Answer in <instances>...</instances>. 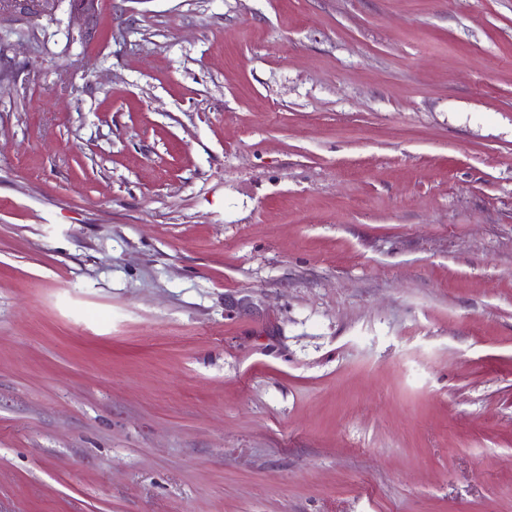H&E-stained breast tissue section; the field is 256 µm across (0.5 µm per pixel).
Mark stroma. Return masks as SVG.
<instances>
[{
    "mask_svg": "<svg viewBox=\"0 0 512 512\" xmlns=\"http://www.w3.org/2000/svg\"><path fill=\"white\" fill-rule=\"evenodd\" d=\"M0 20V512H512V0Z\"/></svg>",
    "mask_w": 512,
    "mask_h": 512,
    "instance_id": "stroma-1",
    "label": "stroma"
}]
</instances>
